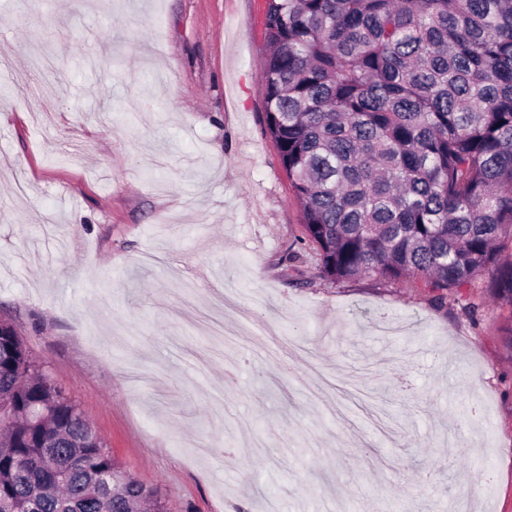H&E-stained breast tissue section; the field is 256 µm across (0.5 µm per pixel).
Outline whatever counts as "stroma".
Segmentation results:
<instances>
[{
  "instance_id": "obj_1",
  "label": "stroma",
  "mask_w": 512,
  "mask_h": 512,
  "mask_svg": "<svg viewBox=\"0 0 512 512\" xmlns=\"http://www.w3.org/2000/svg\"><path fill=\"white\" fill-rule=\"evenodd\" d=\"M264 0H0V321L168 512H512V305L324 278Z\"/></svg>"
}]
</instances>
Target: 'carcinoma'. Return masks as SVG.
I'll return each instance as SVG.
<instances>
[{"label": "carcinoma", "instance_id": "obj_1", "mask_svg": "<svg viewBox=\"0 0 512 512\" xmlns=\"http://www.w3.org/2000/svg\"><path fill=\"white\" fill-rule=\"evenodd\" d=\"M265 122L323 276L512 304V0H266ZM0 512H166L11 327Z\"/></svg>", "mask_w": 512, "mask_h": 512}]
</instances>
